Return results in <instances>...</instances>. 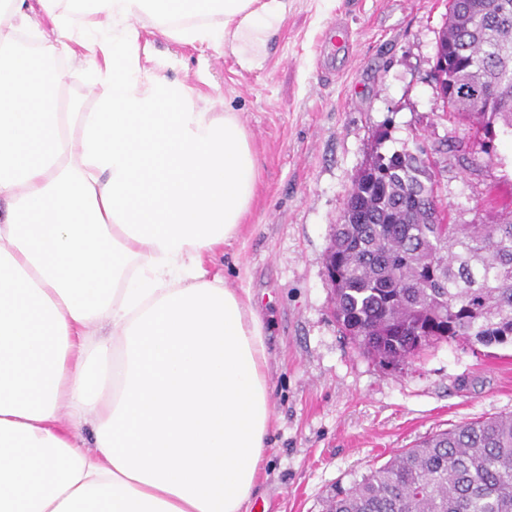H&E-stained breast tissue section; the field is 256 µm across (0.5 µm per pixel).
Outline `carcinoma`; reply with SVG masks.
Wrapping results in <instances>:
<instances>
[{
	"label": "carcinoma",
	"mask_w": 512,
	"mask_h": 512,
	"mask_svg": "<svg viewBox=\"0 0 512 512\" xmlns=\"http://www.w3.org/2000/svg\"><path fill=\"white\" fill-rule=\"evenodd\" d=\"M437 52L449 111L490 140L495 124L512 129V0H449ZM435 186L430 159L376 149L333 228V315L381 363L440 340L512 339V211L452 224ZM325 512H512V415L433 434L337 489Z\"/></svg>",
	"instance_id": "obj_1"
}]
</instances>
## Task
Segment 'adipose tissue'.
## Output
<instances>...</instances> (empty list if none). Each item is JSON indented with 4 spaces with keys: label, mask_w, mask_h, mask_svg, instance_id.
Returning a JSON list of instances; mask_svg holds the SVG:
<instances>
[{
    "label": "adipose tissue",
    "mask_w": 512,
    "mask_h": 512,
    "mask_svg": "<svg viewBox=\"0 0 512 512\" xmlns=\"http://www.w3.org/2000/svg\"><path fill=\"white\" fill-rule=\"evenodd\" d=\"M91 2L0 0V512H249L266 331L209 266L258 161L238 113L141 64L137 24L250 69L288 0ZM62 57L103 86L94 111ZM64 70L67 72V90L69 98L77 102L81 112H91L95 108L98 89L89 83L86 70L63 58Z\"/></svg>",
    "instance_id": "1"
}]
</instances>
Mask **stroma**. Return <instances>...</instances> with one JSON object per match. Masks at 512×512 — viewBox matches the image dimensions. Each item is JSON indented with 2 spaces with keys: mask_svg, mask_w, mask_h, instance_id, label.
<instances>
[{
  "mask_svg": "<svg viewBox=\"0 0 512 512\" xmlns=\"http://www.w3.org/2000/svg\"><path fill=\"white\" fill-rule=\"evenodd\" d=\"M448 0H288L258 67L230 49L182 45L142 21L141 47L172 82L239 113L259 184L241 236L211 266L255 298L266 325L270 463L250 512H323L325 499L453 426L512 413V343L440 341L396 367L343 336L325 252L352 181L374 147L422 146L454 224L512 210V131L491 152L472 121L444 112L431 79ZM352 33L326 59L328 26ZM384 143H377L380 131Z\"/></svg>",
  "mask_w": 512,
  "mask_h": 512,
  "instance_id": "35a3bbf8",
  "label": "stroma"
}]
</instances>
